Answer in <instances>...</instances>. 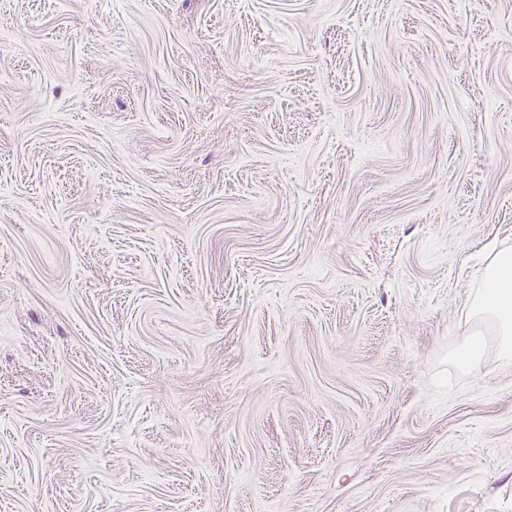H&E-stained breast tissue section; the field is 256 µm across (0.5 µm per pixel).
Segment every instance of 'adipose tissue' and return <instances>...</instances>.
<instances>
[{
  "label": "adipose tissue",
  "mask_w": 512,
  "mask_h": 512,
  "mask_svg": "<svg viewBox=\"0 0 512 512\" xmlns=\"http://www.w3.org/2000/svg\"><path fill=\"white\" fill-rule=\"evenodd\" d=\"M471 310L496 328L499 349L512 356V249L498 250L489 259L483 284L475 294Z\"/></svg>",
  "instance_id": "1"
}]
</instances>
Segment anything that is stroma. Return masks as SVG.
<instances>
[{"label":"stroma","mask_w":512,"mask_h":512,"mask_svg":"<svg viewBox=\"0 0 512 512\" xmlns=\"http://www.w3.org/2000/svg\"><path fill=\"white\" fill-rule=\"evenodd\" d=\"M512 0H0V512H512ZM470 310L495 327L499 349L512 356V249H500L489 259L482 287L475 294Z\"/></svg>","instance_id":"1"}]
</instances>
